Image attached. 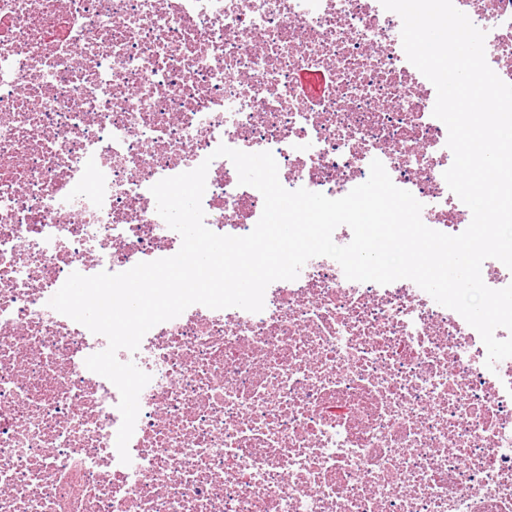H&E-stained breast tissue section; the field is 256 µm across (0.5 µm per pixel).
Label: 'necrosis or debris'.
<instances>
[{
  "instance_id": "obj_1",
  "label": "necrosis or debris",
  "mask_w": 512,
  "mask_h": 512,
  "mask_svg": "<svg viewBox=\"0 0 512 512\" xmlns=\"http://www.w3.org/2000/svg\"><path fill=\"white\" fill-rule=\"evenodd\" d=\"M512 84V0H453ZM380 0H0V512H512V359L409 280L311 259L264 309L196 304L123 354L151 377L123 464L72 272L177 253L152 186L208 163L204 222L263 211L219 145L336 199L382 158L464 231L447 129ZM343 155H336L333 144ZM405 177H398V170Z\"/></svg>"
}]
</instances>
